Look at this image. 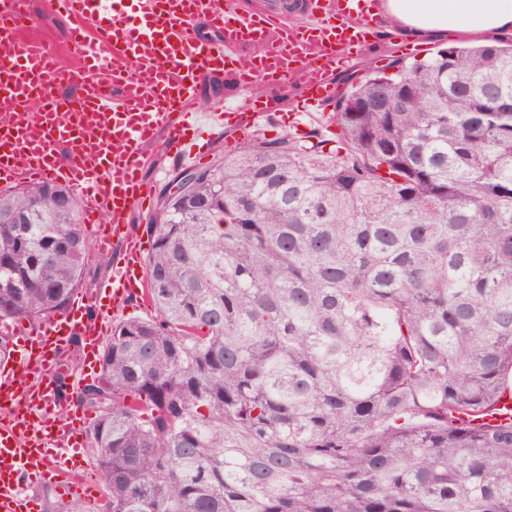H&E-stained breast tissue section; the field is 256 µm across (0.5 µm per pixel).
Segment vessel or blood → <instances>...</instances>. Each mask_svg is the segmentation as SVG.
<instances>
[{
    "label": "vessel or blood",
    "mask_w": 512,
    "mask_h": 512,
    "mask_svg": "<svg viewBox=\"0 0 512 512\" xmlns=\"http://www.w3.org/2000/svg\"><path fill=\"white\" fill-rule=\"evenodd\" d=\"M310 23L294 24L279 0L259 12L240 0H48L47 19L68 28L71 65L51 47L22 40L17 22L27 0H0V186L63 182L84 200L98 254L121 247L111 279L97 296V318L82 300L44 320L39 333L14 325L17 356L0 368V512H29L33 483L52 478L61 497L85 485L75 465L86 445L58 409L57 384L68 371L73 338L84 363L99 365L102 322L146 286L143 241L130 230L134 208L149 205L146 148L199 164L206 128L247 131L269 120L267 100L247 108L200 110L204 76L225 75L236 88L279 90L299 81L309 112H327L341 60L386 31L381 0H305ZM205 23L212 38L194 28Z\"/></svg>",
    "instance_id": "vessel-or-blood-1"
}]
</instances>
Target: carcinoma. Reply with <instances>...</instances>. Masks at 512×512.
Returning <instances> with one entry per match:
<instances>
[{
	"label": "carcinoma",
	"instance_id": "cac0c4a2",
	"mask_svg": "<svg viewBox=\"0 0 512 512\" xmlns=\"http://www.w3.org/2000/svg\"><path fill=\"white\" fill-rule=\"evenodd\" d=\"M343 78L303 139L176 167L144 232L151 317L112 323L67 512H512V48ZM82 200L0 192V320L84 286Z\"/></svg>",
	"mask_w": 512,
	"mask_h": 512
}]
</instances>
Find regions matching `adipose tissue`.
<instances>
[{
	"instance_id": "adipose-tissue-1",
	"label": "adipose tissue",
	"mask_w": 512,
	"mask_h": 512,
	"mask_svg": "<svg viewBox=\"0 0 512 512\" xmlns=\"http://www.w3.org/2000/svg\"><path fill=\"white\" fill-rule=\"evenodd\" d=\"M391 21L426 42L453 33L494 42L512 38V0H387Z\"/></svg>"
}]
</instances>
